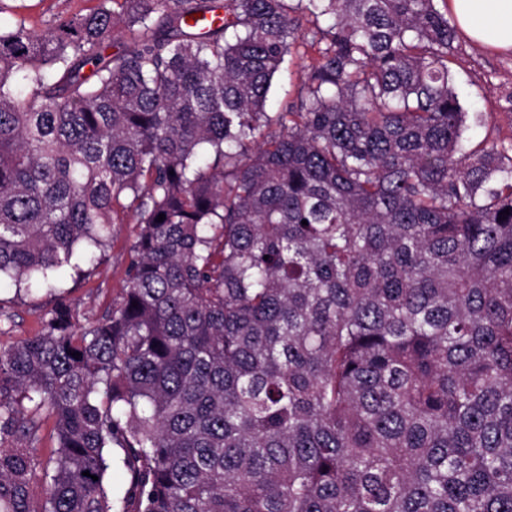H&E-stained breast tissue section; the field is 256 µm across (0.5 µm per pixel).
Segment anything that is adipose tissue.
<instances>
[{
	"mask_svg": "<svg viewBox=\"0 0 512 512\" xmlns=\"http://www.w3.org/2000/svg\"><path fill=\"white\" fill-rule=\"evenodd\" d=\"M448 11L476 45L512 50V0H448Z\"/></svg>",
	"mask_w": 512,
	"mask_h": 512,
	"instance_id": "ef3b65f1",
	"label": "adipose tissue"
}]
</instances>
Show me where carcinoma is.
Here are the masks:
<instances>
[{"label":"carcinoma","mask_w":512,"mask_h":512,"mask_svg":"<svg viewBox=\"0 0 512 512\" xmlns=\"http://www.w3.org/2000/svg\"><path fill=\"white\" fill-rule=\"evenodd\" d=\"M456 36L448 0L0 25V281L140 226L104 317L0 350V512H512V142L464 137ZM303 60L293 56L286 57L278 72L271 91L269 93L266 112L274 116L280 112L283 104L296 100L301 84Z\"/></svg>","instance_id":"cac0c4a2"}]
</instances>
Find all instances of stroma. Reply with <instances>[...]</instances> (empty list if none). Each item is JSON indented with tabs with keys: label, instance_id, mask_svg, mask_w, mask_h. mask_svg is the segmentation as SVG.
I'll list each match as a JSON object with an SVG mask.
<instances>
[{
	"label": "stroma",
	"instance_id": "obj_1",
	"mask_svg": "<svg viewBox=\"0 0 512 512\" xmlns=\"http://www.w3.org/2000/svg\"><path fill=\"white\" fill-rule=\"evenodd\" d=\"M17 13L0 14V22L11 23L15 15L28 25L46 31L62 17L87 12L96 0H16ZM450 66L459 99L471 120L466 132L474 143L482 140H512V51L484 50L466 37H458ZM303 62L286 58L269 93L268 113L281 111L284 103L296 100ZM134 224L114 228L112 243L100 263L84 278L70 269L56 273L57 291L17 293L10 284L0 285V348L24 342L39 332L42 320L57 300L70 303L80 325L105 315L121 292L131 260L130 246L137 233Z\"/></svg>",
	"mask_w": 512,
	"mask_h": 512
}]
</instances>
